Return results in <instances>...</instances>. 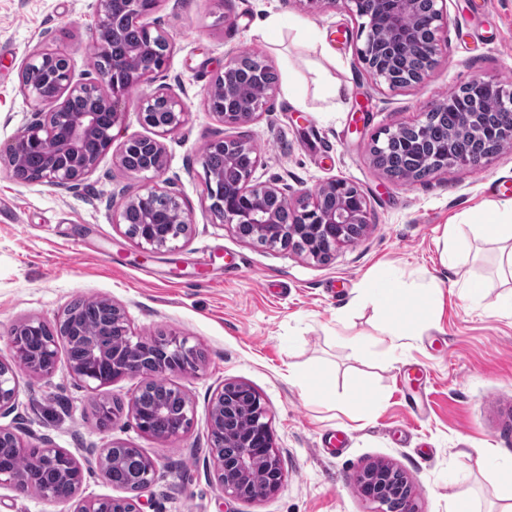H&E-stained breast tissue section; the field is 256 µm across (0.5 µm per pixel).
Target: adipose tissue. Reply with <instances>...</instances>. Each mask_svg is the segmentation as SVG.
<instances>
[{
	"label": "adipose tissue",
	"mask_w": 512,
	"mask_h": 512,
	"mask_svg": "<svg viewBox=\"0 0 512 512\" xmlns=\"http://www.w3.org/2000/svg\"><path fill=\"white\" fill-rule=\"evenodd\" d=\"M477 239L493 246L497 272L503 280L512 279V201L497 206L487 223L474 225ZM434 285L429 281H407L391 271L364 288V296L384 313L381 328L383 342L390 351H397L410 334V323L415 318L418 301L435 306Z\"/></svg>",
	"instance_id": "1"
}]
</instances>
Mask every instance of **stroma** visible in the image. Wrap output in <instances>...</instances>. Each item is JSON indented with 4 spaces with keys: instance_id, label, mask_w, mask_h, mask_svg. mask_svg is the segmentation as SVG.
Segmentation results:
<instances>
[{
    "instance_id": "1",
    "label": "stroma",
    "mask_w": 512,
    "mask_h": 512,
    "mask_svg": "<svg viewBox=\"0 0 512 512\" xmlns=\"http://www.w3.org/2000/svg\"><path fill=\"white\" fill-rule=\"evenodd\" d=\"M311 21L332 49L273 39L263 19ZM142 22L171 38L168 60L135 88L113 129L117 140L148 135L137 97L158 89L180 96L188 115L165 139L164 173L189 213L192 232L162 253H148L112 221L143 178L125 173L113 154L79 184L57 189L26 182L0 167V357L10 358L8 334L18 322H55L75 298L120 304L132 332L143 338L177 334L202 354L197 372L168 374L193 406L188 431L159 439L143 433L127 410L140 377L94 389L75 378L66 354L52 375H19L14 410L0 425L23 433L36 448L74 456L83 471L73 499L58 502L33 490L0 486V512H75L88 501L121 496L97 464L112 443L141 449L158 475L141 494L143 512H377L354 481L371 462L387 460L406 473L416 512H448L449 496L469 512H500L512 503L481 451L512 458V317L489 306L503 288L491 280L483 303L465 300L463 276H487L484 262L444 266L437 242L449 224H482L492 205L512 200V147L481 168H448L417 181H395L373 163L369 144L384 128L418 119L453 90L482 75L512 91V0H447L436 66L411 86L376 83L360 61L359 20L344 0L310 12L305 0H160ZM95 0H0V148L37 117L18 72L38 49H64L76 78L95 77ZM259 53L278 76L292 75L305 97L297 107L276 91L258 119L225 126L204 105L212 76L234 52ZM347 83L348 95L322 98L317 68ZM247 136L261 161L254 177L276 181L289 196L320 183H354L369 203L363 237L339 245L318 262L292 249L237 237L208 210L199 157L208 143ZM394 267L437 286L439 302L421 313L402 353L378 342L381 315L358 296L369 279ZM346 317L363 338L336 333ZM316 371L336 400L312 406L291 375ZM362 381L349 392L348 377ZM229 381L250 384L263 398L283 479L264 498L236 501L218 487L210 455L209 413ZM374 409L358 413L359 399ZM120 405L100 428L94 405Z\"/></svg>"
}]
</instances>
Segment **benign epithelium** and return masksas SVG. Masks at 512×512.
<instances>
[{"label": "benign epithelium", "mask_w": 512, "mask_h": 512, "mask_svg": "<svg viewBox=\"0 0 512 512\" xmlns=\"http://www.w3.org/2000/svg\"><path fill=\"white\" fill-rule=\"evenodd\" d=\"M352 4L351 11L361 23L365 33L363 46L358 54L373 78L390 88H401L418 83L437 64L441 44V21L446 12V0H430L431 22L427 34H422L408 17L415 0H345ZM157 0H125L124 20H116V0H96V47L99 62L97 78L77 80L74 64L69 54L46 49L30 54L19 69L22 92L38 106H50L40 113V119L29 125L11 144L0 153V163L8 172L29 161H36L32 182L44 183L55 188H69L88 176L100 158L111 148L113 128L122 120V108L132 90L161 69L167 59L170 37L163 31L152 34L145 31L140 45L115 52L123 28L142 26L141 18L151 11ZM385 30L401 56L423 55L430 66L411 79H398L380 54L375 35ZM269 65L258 54L233 53L224 59V68L217 73L207 88L205 106L218 85L223 86L224 108L214 115L228 127H241L253 123L273 96L275 86L267 85L263 94L250 97L244 94L249 82L263 80ZM468 86L482 93L512 98V92L497 85L492 79L475 78ZM80 99L88 110L81 113L68 111V101ZM140 121L152 130L150 136H132L126 139L116 153L118 165L133 176L151 175L144 188L128 197L114 214L115 223L126 226L125 235L152 253L171 248V244L188 235L191 220L180 198L162 179L166 167V148L163 139L179 130L186 121L187 107L172 92L160 89L137 101ZM428 114L411 123H403L386 129L383 137H375L370 144L373 163L384 173L389 169L381 160L384 142L398 131L406 129L415 133L408 150L420 156L419 177L430 176L448 167L476 169L487 156L498 152L501 146L512 141V105L504 107L494 127H478L466 124L464 130L490 141L487 151L478 158H471L442 149V156L425 158V130ZM224 153V165L237 170L235 182H224V173L211 170L209 156ZM200 160L205 172L208 209L215 220L227 224L244 240L276 248H294L308 256L324 261L336 246L354 241L363 234L368 221V200L364 193L345 180L323 183L314 192H303L297 205L288 202V186L275 182H260L254 173L260 164L256 145L245 137H226L210 142ZM164 205L158 206V200ZM103 327L112 330L127 345L128 357L120 365L113 366L112 376L96 377L91 365L117 356L105 351L99 344L84 335L81 327L70 326V335L83 343L88 352V364L70 366L72 374L86 383L108 384L125 376L145 377L141 360L151 358L157 369L164 372L194 371L198 368L197 351L187 346V340L171 334L166 338L133 340L131 328L123 308L105 300ZM48 323L39 318L27 319L14 326L9 334L12 361L0 359V416L8 412L17 397V370L47 376L54 367L38 369L29 358L20 357L22 336L31 331L45 332ZM140 392L129 401V411L139 429L158 438H177L184 434L192 420V407L187 397H182L184 418L167 432H156L142 422ZM268 410L261 395L249 384L239 381L224 383L217 390L209 414V433L213 442L212 459L218 485L224 496L234 500H252L276 492L281 484L280 458L275 446L271 427L267 420ZM246 419L251 431L246 435L230 432L225 427L229 417ZM10 441L16 454L25 461L26 471L36 474L44 469L55 455V449L32 454L27 451L21 436L13 430L0 427V440ZM244 448L235 458H223L220 448L225 441ZM394 467L386 462H375L355 476L362 495L379 507L388 506V499L396 491L405 495L407 512H414L413 489L407 483L395 488L390 482Z\"/></svg>", "instance_id": "1"}]
</instances>
